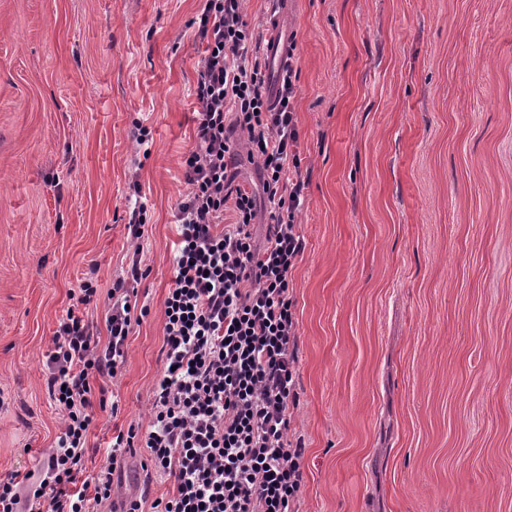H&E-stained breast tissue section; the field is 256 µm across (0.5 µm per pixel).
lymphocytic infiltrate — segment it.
Returning <instances> with one entry per match:
<instances>
[{
    "instance_id": "obj_1",
    "label": "lymphocytic infiltrate",
    "mask_w": 512,
    "mask_h": 512,
    "mask_svg": "<svg viewBox=\"0 0 512 512\" xmlns=\"http://www.w3.org/2000/svg\"><path fill=\"white\" fill-rule=\"evenodd\" d=\"M196 22L204 47L196 127L181 162L189 191L177 206L165 369L150 393L149 428L118 432L106 463L85 475L95 384L121 374L128 339L150 313L137 303L149 271L135 254L107 292V342L74 311L60 320L47 387L62 430L40 468L0 478V512H93L115 494L117 467L137 448L173 487L149 504L124 500V512H298L305 446L290 437L298 401L290 277L305 249L297 72L288 63L270 80L243 0H202ZM242 153L257 164L261 192L231 170ZM260 196L268 218L259 243Z\"/></svg>"
}]
</instances>
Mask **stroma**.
Listing matches in <instances>:
<instances>
[{"label": "stroma", "instance_id": "stroma-1", "mask_svg": "<svg viewBox=\"0 0 512 512\" xmlns=\"http://www.w3.org/2000/svg\"><path fill=\"white\" fill-rule=\"evenodd\" d=\"M288 33L305 251L299 512H512V0H245ZM198 0H0V475L37 467L62 416L46 354L68 309L105 329L129 262L128 176L149 201L150 314L93 407L87 472L147 424L163 371L175 213L188 191ZM151 131L148 152L129 138ZM124 464L123 495L172 483Z\"/></svg>", "mask_w": 512, "mask_h": 512}]
</instances>
